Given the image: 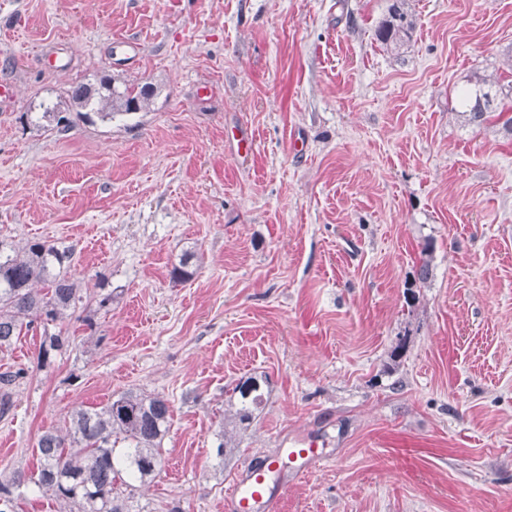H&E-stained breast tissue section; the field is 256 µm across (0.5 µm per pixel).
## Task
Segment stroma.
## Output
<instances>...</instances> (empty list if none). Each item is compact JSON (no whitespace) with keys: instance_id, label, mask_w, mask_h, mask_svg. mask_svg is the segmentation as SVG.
I'll list each match as a JSON object with an SVG mask.
<instances>
[{"instance_id":"35a3bbf8","label":"stroma","mask_w":512,"mask_h":512,"mask_svg":"<svg viewBox=\"0 0 512 512\" xmlns=\"http://www.w3.org/2000/svg\"><path fill=\"white\" fill-rule=\"evenodd\" d=\"M391 2L0 0V240L72 248L88 302L68 350L0 351L1 472L137 388L173 424L132 512H218L293 436L327 459L277 512H512V134L460 115L473 76L512 81V0H407L398 54ZM103 77L154 95L87 122L68 91ZM250 376L268 402L217 456ZM406 0H394L388 16L381 22L376 36L381 44L390 49H400L410 41L415 28L413 14L405 8Z\"/></svg>"}]
</instances>
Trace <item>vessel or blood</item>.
<instances>
[{"label":"vessel or blood","mask_w":512,"mask_h":512,"mask_svg":"<svg viewBox=\"0 0 512 512\" xmlns=\"http://www.w3.org/2000/svg\"><path fill=\"white\" fill-rule=\"evenodd\" d=\"M324 459L318 443L308 440L291 444L280 456L265 462L247 464L224 495V512H276L278 499L269 492L271 475L287 474L295 480L311 472Z\"/></svg>","instance_id":"obj_1"}]
</instances>
